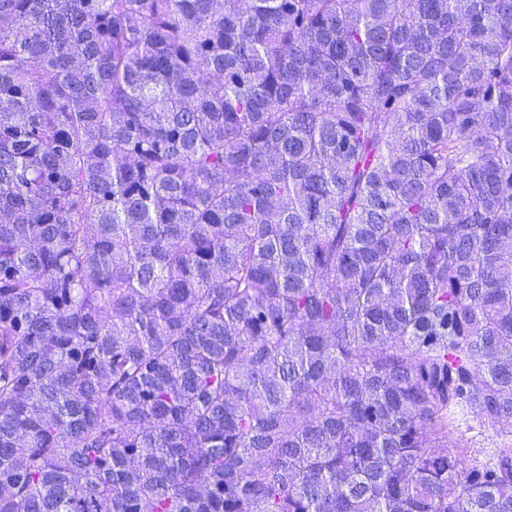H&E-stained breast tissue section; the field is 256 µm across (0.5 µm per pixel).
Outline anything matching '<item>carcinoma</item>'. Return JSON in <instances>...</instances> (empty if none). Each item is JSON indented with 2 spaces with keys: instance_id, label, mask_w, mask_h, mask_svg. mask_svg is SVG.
<instances>
[{
  "instance_id": "obj_1",
  "label": "carcinoma",
  "mask_w": 512,
  "mask_h": 512,
  "mask_svg": "<svg viewBox=\"0 0 512 512\" xmlns=\"http://www.w3.org/2000/svg\"><path fill=\"white\" fill-rule=\"evenodd\" d=\"M512 0H0V512H512ZM448 436L450 441L468 448L467 463H486L493 459L500 448L512 445L510 425L493 427L482 423L466 407H458L452 416V426Z\"/></svg>"
}]
</instances>
